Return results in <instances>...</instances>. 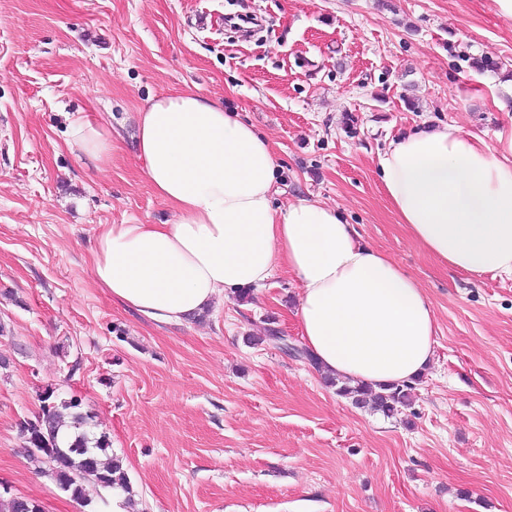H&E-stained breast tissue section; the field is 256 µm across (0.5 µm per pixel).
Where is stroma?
Wrapping results in <instances>:
<instances>
[{"label": "stroma", "mask_w": 512, "mask_h": 512, "mask_svg": "<svg viewBox=\"0 0 512 512\" xmlns=\"http://www.w3.org/2000/svg\"><path fill=\"white\" fill-rule=\"evenodd\" d=\"M188 87L269 139L277 203L338 208L420 283L436 345L410 406L355 407L307 361L250 344L270 321L302 343L287 271L161 326L94 284L104 229L175 217L143 174L136 117ZM71 112L111 121L110 164L68 147ZM425 122L491 144L512 127L496 0H0V482L45 512L103 497L69 500L22 448L50 385L96 413L137 512H512V275L423 251L377 173L388 138Z\"/></svg>", "instance_id": "obj_1"}]
</instances>
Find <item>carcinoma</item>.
Returning <instances> with one entry per match:
<instances>
[{"instance_id":"carcinoma-1","label":"carcinoma","mask_w":512,"mask_h":512,"mask_svg":"<svg viewBox=\"0 0 512 512\" xmlns=\"http://www.w3.org/2000/svg\"><path fill=\"white\" fill-rule=\"evenodd\" d=\"M330 386L353 404L361 408L369 406L386 415L409 406L414 390L411 382L376 389L367 384L351 385L332 379ZM39 402L40 409L34 418L20 422V435L28 454L44 457L47 474L58 488L71 500L83 503L85 487L93 483L107 491L127 493L128 507H134L133 487L121 460L101 459L111 447V441L108 436L95 433V413L84 408L79 396L73 394L59 400L51 388L39 394ZM0 512H43V509L34 498L0 494Z\"/></svg>"}]
</instances>
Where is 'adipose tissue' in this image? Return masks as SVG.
Here are the masks:
<instances>
[{
    "label": "adipose tissue",
    "instance_id": "ef3b65f1",
    "mask_svg": "<svg viewBox=\"0 0 512 512\" xmlns=\"http://www.w3.org/2000/svg\"><path fill=\"white\" fill-rule=\"evenodd\" d=\"M69 144L104 166L112 126L69 116ZM137 145L170 224H114L93 249L95 283L157 324L193 319L221 297L263 287L276 270L300 284L298 318L322 372L400 385L432 363L435 318L423 289L364 244L336 208H279L268 139L188 88L150 99ZM384 195L413 240L449 267L512 274V131L497 146L447 123L390 138L378 157Z\"/></svg>",
    "mask_w": 512,
    "mask_h": 512
}]
</instances>
